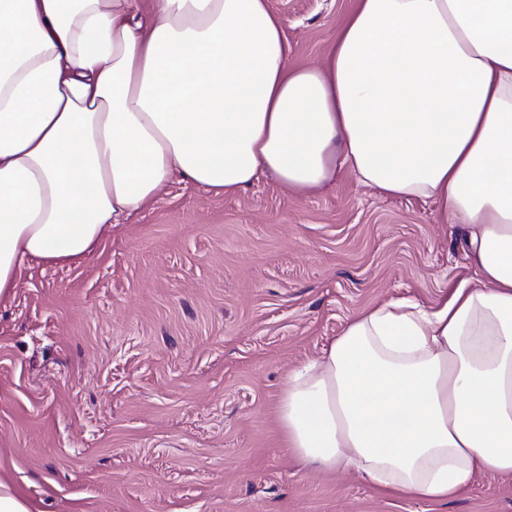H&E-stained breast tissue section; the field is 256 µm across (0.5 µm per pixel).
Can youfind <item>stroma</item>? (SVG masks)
Returning a JSON list of instances; mask_svg holds the SVG:
<instances>
[{
    "label": "stroma",
    "mask_w": 512,
    "mask_h": 512,
    "mask_svg": "<svg viewBox=\"0 0 512 512\" xmlns=\"http://www.w3.org/2000/svg\"><path fill=\"white\" fill-rule=\"evenodd\" d=\"M269 3L316 66L353 0ZM468 274L434 202L347 171L307 195L173 180L102 254L32 262L0 303V461L42 512H512V476L433 503L302 470L273 419L354 311Z\"/></svg>",
    "instance_id": "1"
}]
</instances>
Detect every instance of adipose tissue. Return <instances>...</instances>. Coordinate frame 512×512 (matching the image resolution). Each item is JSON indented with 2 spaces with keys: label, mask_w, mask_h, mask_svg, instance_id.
Masks as SVG:
<instances>
[{
  "label": "adipose tissue",
  "mask_w": 512,
  "mask_h": 512,
  "mask_svg": "<svg viewBox=\"0 0 512 512\" xmlns=\"http://www.w3.org/2000/svg\"><path fill=\"white\" fill-rule=\"evenodd\" d=\"M269 0H0V302L173 179L438 204L471 274L350 316L276 412L302 469L456 499L512 476V0H355L319 67Z\"/></svg>",
  "instance_id": "ef3b65f1"
}]
</instances>
